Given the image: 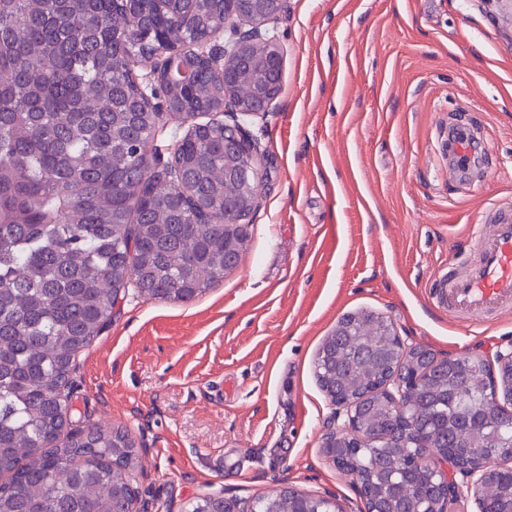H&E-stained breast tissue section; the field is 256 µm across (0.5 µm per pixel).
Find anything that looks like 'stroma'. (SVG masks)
I'll use <instances>...</instances> for the list:
<instances>
[{
	"label": "stroma",
	"instance_id": "stroma-1",
	"mask_svg": "<svg viewBox=\"0 0 512 512\" xmlns=\"http://www.w3.org/2000/svg\"><path fill=\"white\" fill-rule=\"evenodd\" d=\"M266 29L282 89L247 124L263 189L238 265L189 302L127 288L75 358L72 420L129 432L149 512L278 488L362 512L323 453L314 376L344 314L383 315L439 358L512 345V309L469 325L438 301L475 262V224L512 202V0H288ZM460 120L482 147L463 171Z\"/></svg>",
	"mask_w": 512,
	"mask_h": 512
}]
</instances>
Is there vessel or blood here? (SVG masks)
<instances>
[{"mask_svg":"<svg viewBox=\"0 0 512 512\" xmlns=\"http://www.w3.org/2000/svg\"><path fill=\"white\" fill-rule=\"evenodd\" d=\"M474 139L466 124L453 129L452 150L460 166H467ZM477 256L474 270L452 277L440 294L449 316L463 322L484 323L490 315L512 305V210H501L478 225L470 242Z\"/></svg>","mask_w":512,"mask_h":512,"instance_id":"b4317fda","label":"vessel or blood"}]
</instances>
